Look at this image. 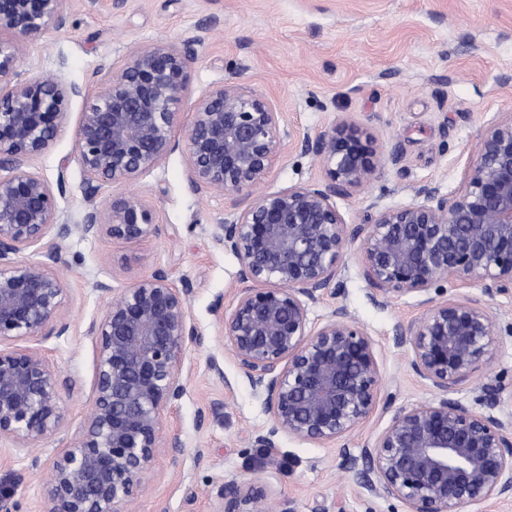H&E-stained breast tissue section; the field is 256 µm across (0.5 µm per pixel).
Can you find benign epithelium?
Instances as JSON below:
<instances>
[{
  "label": "benign epithelium",
  "instance_id": "obj_1",
  "mask_svg": "<svg viewBox=\"0 0 512 512\" xmlns=\"http://www.w3.org/2000/svg\"><path fill=\"white\" fill-rule=\"evenodd\" d=\"M69 0H0V441L39 448L64 431L60 379L45 353L17 342L66 336L67 288L55 273L60 223L57 197L29 160L57 140L66 102L77 93L60 79H20L28 39L66 24ZM190 39L133 45L122 64L99 72L98 91L80 115L75 148L90 192L133 185L178 147L174 127L194 55ZM288 132L279 113L233 82L197 100L184 151L193 191L235 198L215 242L239 264L224 348L267 416L253 434L258 448L282 435L329 444L364 424L378 406L382 378L367 330L338 305L310 318L342 271L347 245L358 244L373 300L413 296L426 307L395 329L413 372L432 397L398 408L375 441L359 485L399 501L403 512H470L512 496V421L499 415L501 388L478 387L468 404L456 394L489 375L500 347L491 305L512 294V114L484 128L475 164L450 197L434 184L421 201L382 207L371 224H348L336 198L368 186L398 148L377 156L369 138L339 122L303 150L327 171L321 182L258 192L283 159ZM77 230L135 244L158 233L152 206L132 192L86 212ZM458 293L443 298L447 288ZM106 303L85 334L97 343L96 374L83 426L66 442L44 485L46 512H131L142 479L177 438L163 437L166 414L184 392L188 348L205 335L192 320L190 289L159 268L124 288L97 281ZM219 512H270L259 476L217 490Z\"/></svg>",
  "mask_w": 512,
  "mask_h": 512
}]
</instances>
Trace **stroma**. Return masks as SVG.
Masks as SVG:
<instances>
[{
  "instance_id": "obj_1",
  "label": "stroma",
  "mask_w": 512,
  "mask_h": 512,
  "mask_svg": "<svg viewBox=\"0 0 512 512\" xmlns=\"http://www.w3.org/2000/svg\"><path fill=\"white\" fill-rule=\"evenodd\" d=\"M199 37L175 129L180 144L195 101L213 86L234 82L281 114L288 132L282 164L261 188L279 191L324 180L318 159L303 151L304 135L335 123L357 127L378 153L399 146L402 160L387 164L371 185L337 198L345 221L373 220L372 200L384 206L415 202L425 183L455 194L476 160L480 133L512 114V0H69L65 26L30 41L22 76L58 75L77 85L67 124L55 143L29 162L31 172L61 186V221L80 223L99 197L90 194L74 147L84 104L97 89L99 69L121 64L139 42L175 44ZM136 192L152 205L157 235L137 244L71 232L60 242L55 269L68 290L69 335L37 340L61 377L68 430L39 452L0 443V483L21 478L17 512H44L42 488L70 433L82 426L96 371L97 344L84 330L105 301L99 280L125 287L131 276L167 269L190 286V314L207 337L184 357V394L168 412L166 437L177 454L160 452L143 480L134 512H217L224 481L261 475L274 512H402L393 499L362 489L345 453L359 454L389 424L396 408L419 403L430 389L412 371L410 354L396 346V325L423 309L417 298L375 303L363 275L364 258L349 245L335 294L311 311L322 318L336 304L370 333L390 408H378L346 438L331 445L283 436L277 447L257 448L253 433L267 417L237 363L224 349V314L238 286V261L214 242L231 206L227 196L194 192L180 147L134 187L117 185L112 198ZM501 348L490 372L504 386L502 411L512 414V297H496ZM224 369L216 378L210 359Z\"/></svg>"
}]
</instances>
